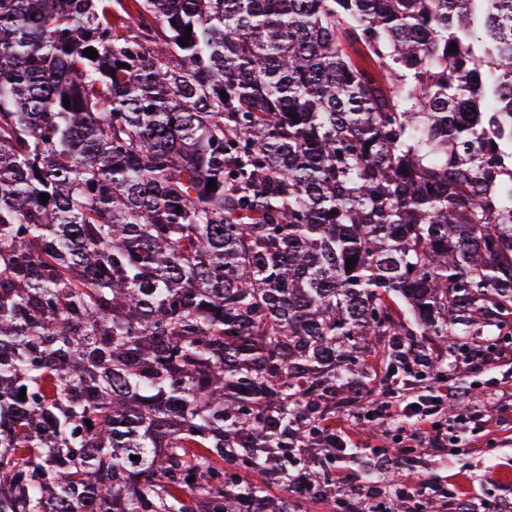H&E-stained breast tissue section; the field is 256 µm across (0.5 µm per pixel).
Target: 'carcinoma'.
Instances as JSON below:
<instances>
[{
    "instance_id": "carcinoma-1",
    "label": "carcinoma",
    "mask_w": 512,
    "mask_h": 512,
    "mask_svg": "<svg viewBox=\"0 0 512 512\" xmlns=\"http://www.w3.org/2000/svg\"><path fill=\"white\" fill-rule=\"evenodd\" d=\"M510 306L512 0H0V512H283Z\"/></svg>"
}]
</instances>
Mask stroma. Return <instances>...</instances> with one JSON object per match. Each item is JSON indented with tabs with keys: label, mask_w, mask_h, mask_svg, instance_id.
<instances>
[{
	"label": "stroma",
	"mask_w": 512,
	"mask_h": 512,
	"mask_svg": "<svg viewBox=\"0 0 512 512\" xmlns=\"http://www.w3.org/2000/svg\"><path fill=\"white\" fill-rule=\"evenodd\" d=\"M420 375L399 373L403 393L416 397L442 386L457 390V398L445 401L437 416L440 434L435 444L400 453L396 439L399 421L383 418L364 421L350 408L337 406L336 422L345 427L356 447L355 455L342 459L319 455V471L331 479H342V489L354 512H373L376 502L396 507L403 484L414 488V512H512V314L497 315L475 322L470 335L445 346L417 336ZM476 356L473 365L461 364L462 352ZM479 408L488 422L468 446L453 448L448 434L456 414ZM394 463L392 474L380 478L376 500L365 499L360 488L375 470L377 454ZM270 498L288 503V512H338L335 494L316 496L298 486L272 484Z\"/></svg>",
	"instance_id": "obj_1"
}]
</instances>
